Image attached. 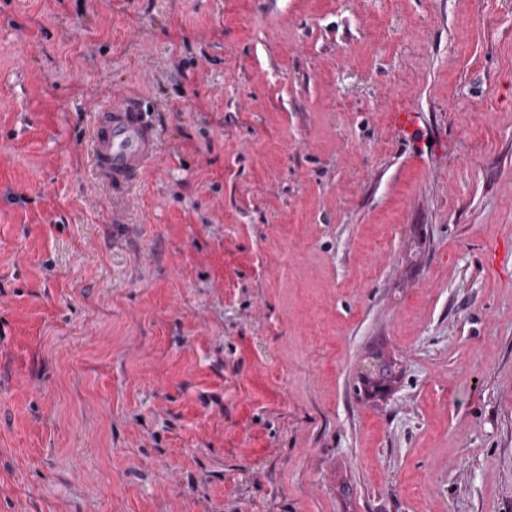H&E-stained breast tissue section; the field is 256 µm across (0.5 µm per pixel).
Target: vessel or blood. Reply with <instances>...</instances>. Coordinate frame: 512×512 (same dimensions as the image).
<instances>
[{
	"label": "vessel or blood",
	"mask_w": 512,
	"mask_h": 512,
	"mask_svg": "<svg viewBox=\"0 0 512 512\" xmlns=\"http://www.w3.org/2000/svg\"><path fill=\"white\" fill-rule=\"evenodd\" d=\"M93 164L99 178L123 187L156 157L158 142L142 104L126 97L103 106L90 129Z\"/></svg>",
	"instance_id": "b4317fda"
}]
</instances>
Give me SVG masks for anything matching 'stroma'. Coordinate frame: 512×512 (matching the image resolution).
Here are the masks:
<instances>
[{"label": "stroma", "instance_id": "35a3bbf8", "mask_svg": "<svg viewBox=\"0 0 512 512\" xmlns=\"http://www.w3.org/2000/svg\"><path fill=\"white\" fill-rule=\"evenodd\" d=\"M509 240L512 0H0V512H512ZM142 104L124 97L103 106L90 129L93 164L110 187H124L156 157L158 142Z\"/></svg>", "mask_w": 512, "mask_h": 512}]
</instances>
